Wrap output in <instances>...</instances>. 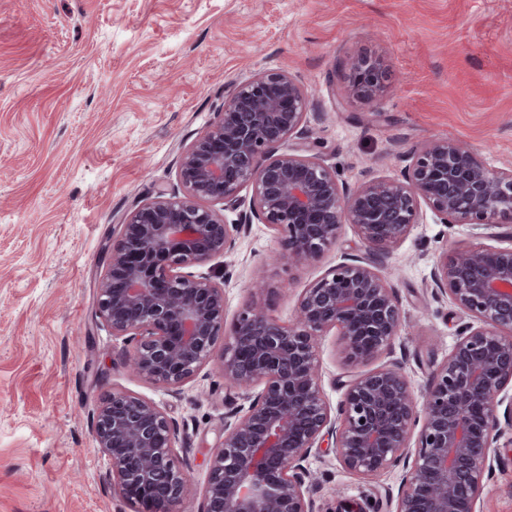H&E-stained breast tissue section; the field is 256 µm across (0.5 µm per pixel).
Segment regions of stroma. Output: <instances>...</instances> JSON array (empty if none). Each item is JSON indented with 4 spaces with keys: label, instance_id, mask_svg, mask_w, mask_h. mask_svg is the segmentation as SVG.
<instances>
[{
    "label": "stroma",
    "instance_id": "35a3bbf8",
    "mask_svg": "<svg viewBox=\"0 0 512 512\" xmlns=\"http://www.w3.org/2000/svg\"><path fill=\"white\" fill-rule=\"evenodd\" d=\"M360 53L386 74L373 104L340 97L345 63ZM279 69L314 90L308 136L349 187L399 175L408 153L438 138L470 144L490 168L512 166V0H0V512H124L90 422L117 390L176 424L189 492L174 512H198L229 409L220 363L177 395L132 373L93 316L101 257L136 204L176 188L180 157L216 120L225 87ZM475 241L474 226L435 223L425 209L382 260L403 311L395 356L413 389L468 320L434 295L431 272ZM278 248L255 223L212 261L227 315L261 266L278 289L270 313L289 322L303 288L364 252L349 224L315 262L267 264ZM318 357L323 395L337 404L340 380L356 372L337 331L320 337ZM307 466L321 505L401 481L397 469L362 478L325 450ZM477 510L512 512L511 440Z\"/></svg>",
    "mask_w": 512,
    "mask_h": 512
}]
</instances>
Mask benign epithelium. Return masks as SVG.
Returning a JSON list of instances; mask_svg holds the SVG:
<instances>
[{
    "label": "benign epithelium",
    "instance_id": "obj_1",
    "mask_svg": "<svg viewBox=\"0 0 512 512\" xmlns=\"http://www.w3.org/2000/svg\"><path fill=\"white\" fill-rule=\"evenodd\" d=\"M347 70L342 96L372 103L383 95L378 60L354 56ZM310 103L285 70L227 87L218 120L182 153L181 191L157 192L119 224V239L103 257L95 319L122 340L136 375L171 392L224 341V382L236 396L209 459L199 512H334L316 505L305 466L324 444L363 478L402 468L394 512H477L502 425L512 427V246L477 243L434 267L435 294L472 322L417 395L392 359L403 313L376 259L406 237L424 207L439 224L512 222V167L491 169L470 146L434 140L399 176L351 190L308 141ZM245 188L248 198L240 195ZM227 211L237 218L227 221ZM254 222L277 231L298 263L317 260L352 224L366 256L303 289L288 324L268 314L261 297L273 288L260 276L252 299L229 320L224 282L196 268L231 254ZM333 329L348 363L389 357L346 381L335 409L322 393L316 355L318 338ZM91 429L109 460L105 480L132 512H173L187 478L168 415L139 394L114 391L93 411ZM378 508L362 498L341 512Z\"/></svg>",
    "mask_w": 512,
    "mask_h": 512
}]
</instances>
